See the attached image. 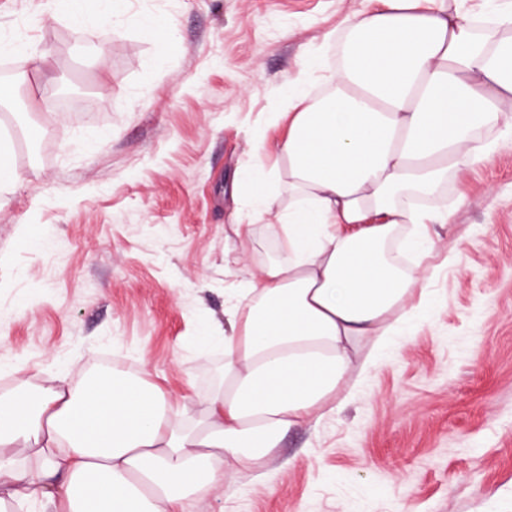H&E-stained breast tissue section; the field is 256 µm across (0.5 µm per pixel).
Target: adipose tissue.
I'll use <instances>...</instances> for the list:
<instances>
[{
  "label": "adipose tissue",
  "mask_w": 512,
  "mask_h": 512,
  "mask_svg": "<svg viewBox=\"0 0 512 512\" xmlns=\"http://www.w3.org/2000/svg\"><path fill=\"white\" fill-rule=\"evenodd\" d=\"M363 3L327 91L286 87L278 163L245 171L248 206L282 236L258 287L228 294L222 385L197 413L142 376L18 381L0 395V512H189L223 475L270 479L282 437L335 412L359 339L424 306L421 281L448 264L428 229L451 214L420 201L492 156L481 131L512 129V10Z\"/></svg>",
  "instance_id": "obj_1"
}]
</instances>
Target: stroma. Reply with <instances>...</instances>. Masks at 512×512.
Returning a JSON list of instances; mask_svg holds the SVG:
<instances>
[{
  "label": "stroma",
  "mask_w": 512,
  "mask_h": 512,
  "mask_svg": "<svg viewBox=\"0 0 512 512\" xmlns=\"http://www.w3.org/2000/svg\"><path fill=\"white\" fill-rule=\"evenodd\" d=\"M362 0H127L78 35L51 0H0L22 56L0 139V394L104 361L203 405L224 375V291L277 253L239 174L275 161L281 90L304 56L323 85ZM144 15L172 21L171 42ZM111 33L106 52L97 38ZM64 77L62 111L38 109ZM448 174L447 268L349 399L282 439L273 481L225 477L190 512H512V140ZM252 227L248 269L234 225ZM140 28L155 40L167 43L173 36L170 21L157 16H144L139 23Z\"/></svg>",
  "instance_id": "stroma-1"
}]
</instances>
